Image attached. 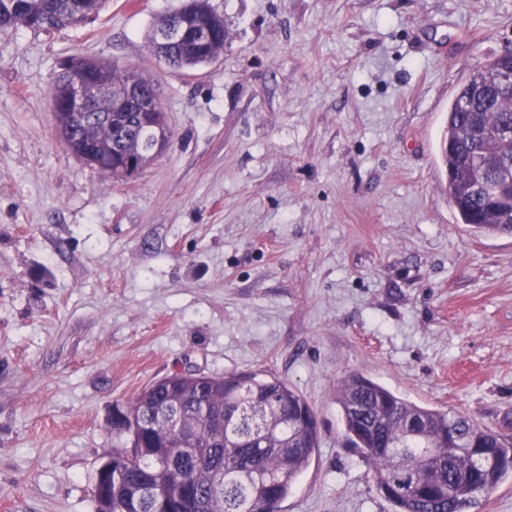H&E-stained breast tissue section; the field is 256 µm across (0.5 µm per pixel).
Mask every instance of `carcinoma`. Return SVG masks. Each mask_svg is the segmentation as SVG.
Listing matches in <instances>:
<instances>
[{"instance_id":"carcinoma-1","label":"carcinoma","mask_w":512,"mask_h":512,"mask_svg":"<svg viewBox=\"0 0 512 512\" xmlns=\"http://www.w3.org/2000/svg\"><path fill=\"white\" fill-rule=\"evenodd\" d=\"M0 0V30L18 25L40 29L78 26L103 0ZM188 13L208 26L203 46H173L166 63L185 73L220 56L228 37L224 17L209 0H191ZM496 70L488 60L462 85L448 110L440 137V160L448 174V196L458 223L479 233L512 235L494 209L496 192L512 175V88L480 89ZM105 79L121 92L157 90L130 68L110 64ZM137 113L120 126L88 123L80 143H91L96 171L124 180L123 152L146 149ZM349 447L369 464L377 489L395 512H470L478 490L489 494L512 478V438L458 411L418 405L361 375L345 376L336 389ZM495 461L479 464L474 454L451 451L449 424ZM113 427L123 442L112 449V478L104 480L112 512H154L164 499L172 512H280L281 503L308 467L320 443L316 413L288 381L258 372L201 377L166 376L115 408Z\"/></svg>"}]
</instances>
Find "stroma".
Returning <instances> with one entry per match:
<instances>
[{"label": "stroma", "mask_w": 512, "mask_h": 512, "mask_svg": "<svg viewBox=\"0 0 512 512\" xmlns=\"http://www.w3.org/2000/svg\"><path fill=\"white\" fill-rule=\"evenodd\" d=\"M182 3L0 32V512H95L115 406L177 370H261L314 408L282 512H394L345 445L347 374L512 437V236L458 223L438 157L512 0H210L229 38L192 76L147 47ZM81 55L159 89L174 142L130 180L55 134Z\"/></svg>", "instance_id": "35a3bbf8"}]
</instances>
